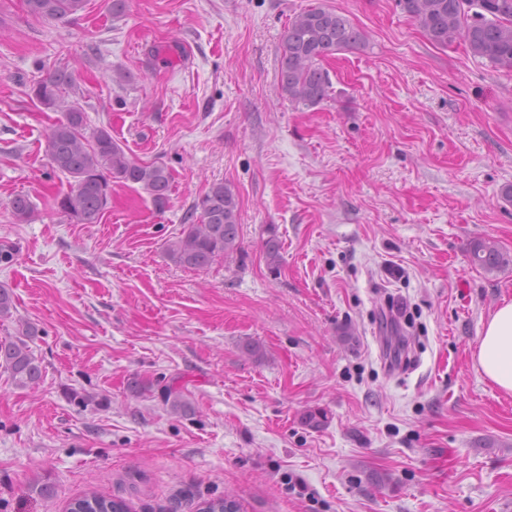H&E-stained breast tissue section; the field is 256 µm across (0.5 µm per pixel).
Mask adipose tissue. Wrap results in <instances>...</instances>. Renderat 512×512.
Instances as JSON below:
<instances>
[{
	"label": "adipose tissue",
	"instance_id": "1",
	"mask_svg": "<svg viewBox=\"0 0 512 512\" xmlns=\"http://www.w3.org/2000/svg\"><path fill=\"white\" fill-rule=\"evenodd\" d=\"M473 358L486 378L512 394V301L502 302L491 313Z\"/></svg>",
	"mask_w": 512,
	"mask_h": 512
}]
</instances>
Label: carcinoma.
I'll return each mask as SVG.
<instances>
[{"label": "carcinoma", "mask_w": 512, "mask_h": 512, "mask_svg": "<svg viewBox=\"0 0 512 512\" xmlns=\"http://www.w3.org/2000/svg\"><path fill=\"white\" fill-rule=\"evenodd\" d=\"M86 0H25L29 13L46 20L73 16ZM397 5L417 24L431 44L446 48L464 42L471 53L496 70L512 72V0H397ZM366 34L345 15L322 3L297 13L284 28L279 44V82L282 94L296 108L310 109L331 95L329 72L322 65L330 56L363 45ZM75 90L72 73L53 69L35 81L32 98L47 110L60 111L45 137L44 153L50 165L68 175L70 190L56 205L76 224H98L111 198V183L139 186L153 206L162 211L170 200L172 177L155 163L140 162L112 138L107 128L87 131L85 113L79 102L68 101ZM17 224L33 219L35 209L25 195L11 201ZM197 221L185 224L166 255L176 265L192 270L206 269L220 258L240 249V207L236 192L224 182L212 184L193 204ZM264 241L267 265L276 269L282 262L281 243L273 225ZM473 265L486 272L512 263L490 239L471 242ZM34 329L19 323L15 337L0 340V362L22 387H34L41 368L26 338ZM68 512H130L129 505L96 492H88L69 503Z\"/></svg>", "instance_id": "carcinoma-1"}]
</instances>
